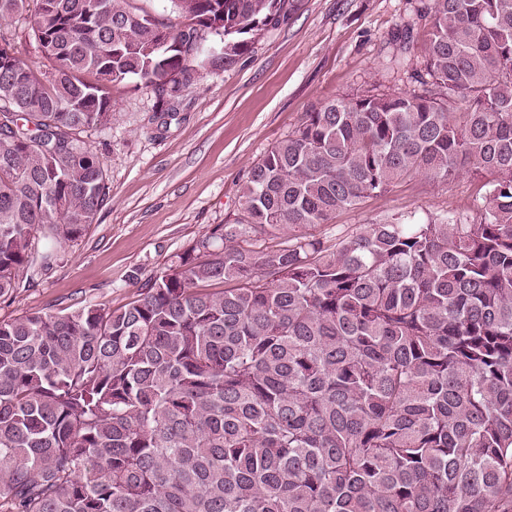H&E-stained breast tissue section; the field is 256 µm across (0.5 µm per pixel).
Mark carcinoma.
I'll use <instances>...</instances> for the list:
<instances>
[{"label": "carcinoma", "instance_id": "carcinoma-1", "mask_svg": "<svg viewBox=\"0 0 512 512\" xmlns=\"http://www.w3.org/2000/svg\"><path fill=\"white\" fill-rule=\"evenodd\" d=\"M35 2L0 34V298L109 199L83 133L111 83L158 101L233 68L287 0ZM421 94L303 115L216 224L116 309L0 320V512H512V0H420ZM481 182L474 216L313 230L409 177ZM221 286L212 291L210 287Z\"/></svg>", "mask_w": 512, "mask_h": 512}]
</instances>
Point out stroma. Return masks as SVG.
<instances>
[{
  "label": "stroma",
  "instance_id": "1",
  "mask_svg": "<svg viewBox=\"0 0 512 512\" xmlns=\"http://www.w3.org/2000/svg\"><path fill=\"white\" fill-rule=\"evenodd\" d=\"M417 0H297L289 19L267 27L233 68L202 75L174 102L161 131L155 95L136 80L110 84V126L88 141L107 169L110 198L85 235L34 285L0 300V320L86 303L129 302L136 279L163 272L213 225L241 211L239 185L250 166L324 101L342 94L417 90L428 28L414 23ZM413 23L406 55L392 42ZM479 184L401 181L383 197L337 212L339 228L415 210L476 213Z\"/></svg>",
  "mask_w": 512,
  "mask_h": 512
}]
</instances>
